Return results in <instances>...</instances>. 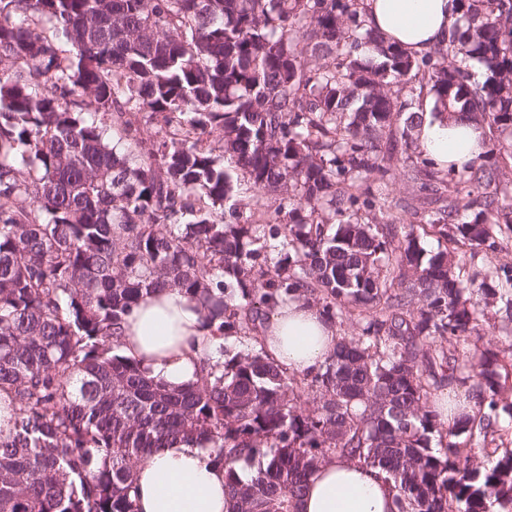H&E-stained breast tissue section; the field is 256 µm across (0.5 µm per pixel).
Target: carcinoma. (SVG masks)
<instances>
[{"mask_svg": "<svg viewBox=\"0 0 512 512\" xmlns=\"http://www.w3.org/2000/svg\"><path fill=\"white\" fill-rule=\"evenodd\" d=\"M457 3L448 45L415 57L364 0H0V512H135L136 461L180 444L212 449L234 512H298L332 457L384 471L397 512H512V448L495 446L512 345L482 344L490 307L512 334V267L478 279L416 233L496 253L512 232V0ZM407 89L471 122L484 155L426 158ZM399 166L438 187L398 238L376 213ZM243 179L284 194L273 272L253 222L225 217ZM167 289L219 337L286 299L330 322L357 310L360 334L305 386L238 351L171 389L120 340ZM455 385L476 411L447 424L428 400ZM257 458L241 482L234 463Z\"/></svg>", "mask_w": 512, "mask_h": 512, "instance_id": "cac0c4a2", "label": "carcinoma"}]
</instances>
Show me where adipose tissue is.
Wrapping results in <instances>:
<instances>
[{
  "instance_id": "obj_1",
  "label": "adipose tissue",
  "mask_w": 512,
  "mask_h": 512,
  "mask_svg": "<svg viewBox=\"0 0 512 512\" xmlns=\"http://www.w3.org/2000/svg\"><path fill=\"white\" fill-rule=\"evenodd\" d=\"M369 25L412 56L440 43L457 17L456 0H364ZM424 155L442 167L481 155L467 121L426 119L417 133ZM123 347L152 377L172 387L197 379L198 365L221 343L202 325L196 302L176 290L147 296L127 316ZM265 354L288 370L322 367L336 347V328L303 302L279 304L261 331ZM137 512H232L224 470L208 448L179 445L140 457L134 468ZM394 485L382 470L333 458L311 478L299 512H395Z\"/></svg>"
}]
</instances>
